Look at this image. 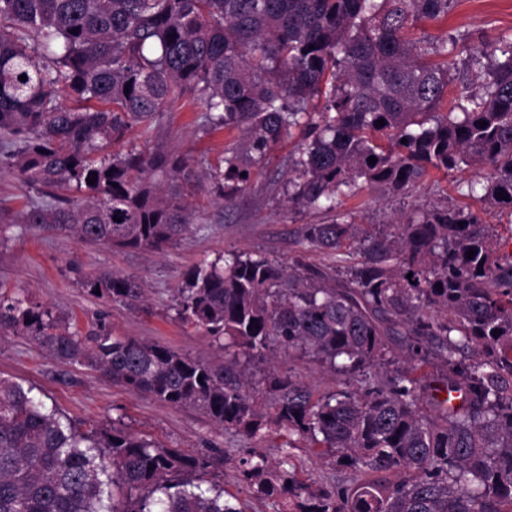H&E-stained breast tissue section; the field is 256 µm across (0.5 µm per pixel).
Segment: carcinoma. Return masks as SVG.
I'll list each match as a JSON object with an SVG mask.
<instances>
[{
	"label": "carcinoma",
	"instance_id": "obj_1",
	"mask_svg": "<svg viewBox=\"0 0 512 512\" xmlns=\"http://www.w3.org/2000/svg\"><path fill=\"white\" fill-rule=\"evenodd\" d=\"M453 3L0 0V165L43 190L13 223L113 248L176 245L192 224L178 185L192 156L106 149L181 100L200 106L205 132L241 133L205 172L224 208L294 138L285 201L330 215L304 225L286 265L227 249L188 271L175 317L222 343V360L83 334L21 295L0 296V335L226 432L305 440L352 471L346 486L308 484L286 452L240 458V482L282 512H512V254L468 203L416 204L369 229L336 212L365 188L408 196L433 171L478 168L465 196L512 216V33L414 35ZM81 285L143 301L120 274ZM267 351L290 365L260 387L250 367ZM296 357L335 373L336 389L315 395ZM217 454L84 430L0 377V512H244L208 484Z\"/></svg>",
	"mask_w": 512,
	"mask_h": 512
}]
</instances>
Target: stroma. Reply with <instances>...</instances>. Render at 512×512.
Listing matches in <instances>:
<instances>
[{
  "instance_id": "1",
  "label": "stroma",
  "mask_w": 512,
  "mask_h": 512,
  "mask_svg": "<svg viewBox=\"0 0 512 512\" xmlns=\"http://www.w3.org/2000/svg\"><path fill=\"white\" fill-rule=\"evenodd\" d=\"M424 28L436 36L450 33L465 38L482 33L493 38L512 31V0H457L444 22H428ZM229 139L224 130L205 133L200 110L189 106L165 113L148 134L132 129L115 148L188 152L202 170L222 156ZM292 150L291 141L282 142L269 166L237 197L232 208L222 207L210 182L191 189L189 201L198 210L191 230L162 254L113 249L26 224L0 223V293L25 292L33 304L68 318L84 332L102 325L115 336H138L167 343L205 361L218 359L222 351L217 343L175 320V293L190 267L213 260L227 249L260 252L287 261L297 248L302 226L323 222L322 212L292 211L284 201L282 186ZM406 206L404 199L366 189L345 200L342 208L357 223L385 224ZM77 266L87 273L112 271L140 283L146 293L145 307L132 309L89 295L73 273ZM0 376L33 387L47 406L73 421L94 420L105 428L118 423L131 433L187 454L221 449L225 462L211 475V482L235 495L245 512H278V503L253 497L246 485L238 482L235 465L253 448L268 457H280L282 437L273 435L252 444L219 429L197 409L160 403L112 383L100 372L52 358L27 336H0ZM290 466L298 479L308 483L346 484L352 477L348 470L325 464L319 449L304 441L292 449Z\"/></svg>"
}]
</instances>
